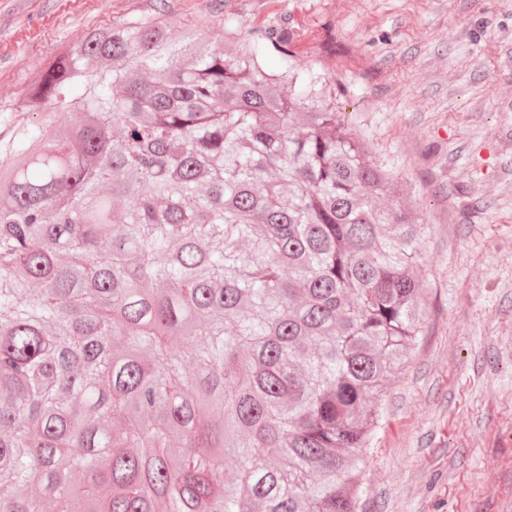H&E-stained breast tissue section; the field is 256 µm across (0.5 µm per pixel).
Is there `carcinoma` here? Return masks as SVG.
I'll return each mask as SVG.
<instances>
[{
  "mask_svg": "<svg viewBox=\"0 0 512 512\" xmlns=\"http://www.w3.org/2000/svg\"><path fill=\"white\" fill-rule=\"evenodd\" d=\"M297 30L226 18L218 47L134 15L22 91L0 512H358L424 225Z\"/></svg>",
  "mask_w": 512,
  "mask_h": 512,
  "instance_id": "obj_1",
  "label": "carcinoma"
}]
</instances>
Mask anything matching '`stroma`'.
<instances>
[{
    "label": "stroma",
    "instance_id": "stroma-1",
    "mask_svg": "<svg viewBox=\"0 0 512 512\" xmlns=\"http://www.w3.org/2000/svg\"><path fill=\"white\" fill-rule=\"evenodd\" d=\"M160 14L223 43L333 22L349 125L427 227L426 328L391 386L366 462L363 512H512V0H0V147L42 61L88 30Z\"/></svg>",
    "mask_w": 512,
    "mask_h": 512
}]
</instances>
